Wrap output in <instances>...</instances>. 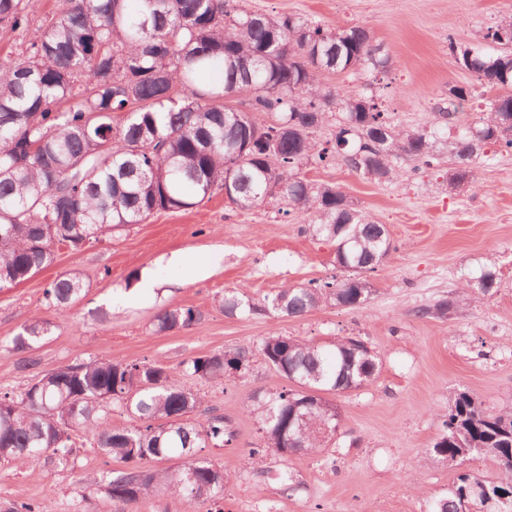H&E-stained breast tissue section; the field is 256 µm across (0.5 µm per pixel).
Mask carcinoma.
I'll list each match as a JSON object with an SVG mask.
<instances>
[{"mask_svg": "<svg viewBox=\"0 0 512 512\" xmlns=\"http://www.w3.org/2000/svg\"><path fill=\"white\" fill-rule=\"evenodd\" d=\"M0 33L20 47L0 59V288L50 267L55 245L79 251L120 234L161 211L187 210L228 182V201L252 210L274 199L285 213L314 216V236L336 243L346 277L283 288L262 303L229 290L219 304L228 316L277 313L301 317L332 303L357 308L370 298L364 274L388 257L386 227L356 210L339 188L305 177L307 165L342 160L375 182L403 175L394 160L406 155L433 165L437 145L459 163L485 156L491 145L512 148V17L489 27L492 48L461 44L448 51L480 86L448 88V109L430 128L400 130L377 109L374 96L342 98L322 84L324 72L361 67L384 72L387 58L361 26L326 28L295 15L247 12L237 0H56L38 17L31 0H0ZM248 95L249 110L226 100ZM484 100L476 120L457 118L455 101ZM341 109L334 139L315 133L326 107ZM124 113L116 123L112 113ZM275 116L258 121L252 113ZM487 270L464 293L487 296L496 284ZM81 292L80 274L54 280L46 297L67 307ZM199 320L192 307L155 316L157 333L184 330ZM53 323L33 319L11 340L27 352ZM296 384L253 395L245 413L260 425L261 445L247 465L270 455L318 451L331 440L341 414L322 391L340 394L373 381L380 361L356 338L312 343L272 335L184 362L187 375L218 382L247 372L253 358ZM24 357L32 379L17 396L0 393V460L25 468L45 460L65 465L72 434H93L106 455L127 464L85 481L105 497L137 504L165 490L184 512H203L224 496V470L196 458L197 449L231 442L224 415L201 408L200 397L159 362L112 359L78 362L51 372ZM139 424L114 427L109 404ZM444 432L426 460L459 466L481 446L497 465L491 479L457 473L429 512H512V410L490 412L470 392L457 391L444 412ZM182 464L147 466L172 455Z\"/></svg>", "mask_w": 512, "mask_h": 512, "instance_id": "1", "label": "carcinoma"}]
</instances>
